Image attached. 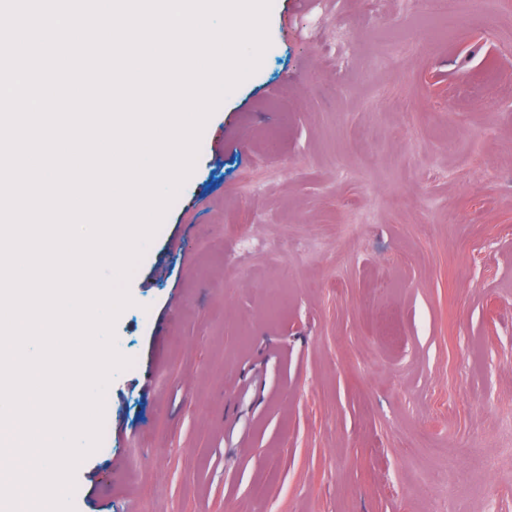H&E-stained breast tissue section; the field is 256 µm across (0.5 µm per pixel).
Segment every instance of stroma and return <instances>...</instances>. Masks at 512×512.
I'll return each instance as SVG.
<instances>
[{"label": "stroma", "mask_w": 512, "mask_h": 512, "mask_svg": "<svg viewBox=\"0 0 512 512\" xmlns=\"http://www.w3.org/2000/svg\"><path fill=\"white\" fill-rule=\"evenodd\" d=\"M268 32L128 281L135 445L74 512H512V0H272Z\"/></svg>", "instance_id": "35a3bbf8"}]
</instances>
